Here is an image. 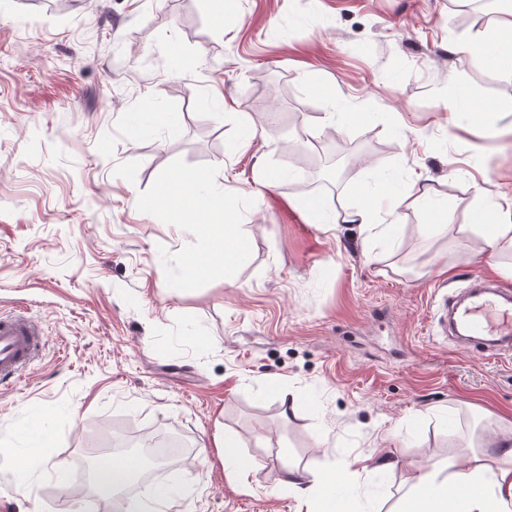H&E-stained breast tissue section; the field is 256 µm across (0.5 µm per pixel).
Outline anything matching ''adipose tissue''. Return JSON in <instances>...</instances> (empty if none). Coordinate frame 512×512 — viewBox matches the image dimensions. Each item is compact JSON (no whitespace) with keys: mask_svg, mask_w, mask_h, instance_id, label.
Here are the masks:
<instances>
[{"mask_svg":"<svg viewBox=\"0 0 512 512\" xmlns=\"http://www.w3.org/2000/svg\"><path fill=\"white\" fill-rule=\"evenodd\" d=\"M455 51L476 67L494 66L499 76L512 81V19L503 24V34L479 41L457 44ZM435 189L411 181L403 190L389 191L374 199L372 206L344 210L340 221L356 224L372 236L384 239L396 223L397 211L405 200L430 205ZM142 210L164 207L170 223H194L202 227L210 248L202 261L207 271L246 261L248 251L240 232L237 212L223 193L202 194L162 186L158 195L140 198ZM484 224L483 250L489 258L512 253V211L490 201L475 216ZM494 451L473 450L444 465L416 466L410 477L408 512H512V436L502 437ZM465 483L469 491L461 498L452 490Z\"/></svg>","mask_w":512,"mask_h":512,"instance_id":"ef3b65f1","label":"adipose tissue"}]
</instances>
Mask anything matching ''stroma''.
<instances>
[{
	"label": "stroma",
	"instance_id": "obj_1",
	"mask_svg": "<svg viewBox=\"0 0 512 512\" xmlns=\"http://www.w3.org/2000/svg\"><path fill=\"white\" fill-rule=\"evenodd\" d=\"M460 0H0V314L43 328L38 360L0 388V512H133L168 484L178 512H307L280 481L401 512L411 466L512 431V351L458 350L434 328L443 295L490 265L476 187L512 197V83L454 53L500 31ZM466 94L457 117L448 103ZM170 112L177 129L130 118ZM333 112L349 113L345 122ZM258 137L227 154L242 119ZM335 154L251 199L259 170ZM212 173L247 260L187 283L202 229L136 198ZM422 176L452 215L399 210L391 239L310 223L301 202L364 206ZM289 403H282L281 394ZM187 440L125 499L95 497L87 449L116 430ZM250 461L224 467L217 437ZM69 458L66 482L51 470Z\"/></svg>",
	"mask_w": 512,
	"mask_h": 512
}]
</instances>
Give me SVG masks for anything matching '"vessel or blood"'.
<instances>
[{
	"label": "vessel or blood",
	"mask_w": 512,
	"mask_h": 512,
	"mask_svg": "<svg viewBox=\"0 0 512 512\" xmlns=\"http://www.w3.org/2000/svg\"><path fill=\"white\" fill-rule=\"evenodd\" d=\"M454 323L470 347L482 351L512 343V289L500 284L482 289L466 304L451 303ZM38 323L24 314H0V385L15 384L36 359Z\"/></svg>",
	"instance_id": "obj_1"
}]
</instances>
